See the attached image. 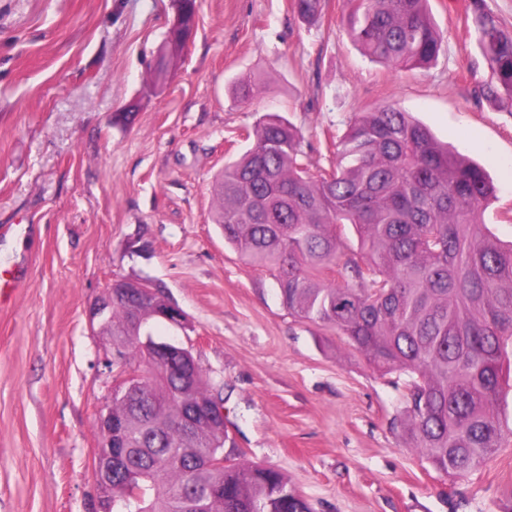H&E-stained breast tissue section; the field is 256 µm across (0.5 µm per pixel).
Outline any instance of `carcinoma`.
<instances>
[{
	"label": "carcinoma",
	"instance_id": "obj_1",
	"mask_svg": "<svg viewBox=\"0 0 512 512\" xmlns=\"http://www.w3.org/2000/svg\"><path fill=\"white\" fill-rule=\"evenodd\" d=\"M428 0H347L349 37L371 60L414 70L443 37ZM325 0H294L307 21ZM492 81L483 94L512 102V32L467 6ZM252 146L224 163L212 223L248 265L274 273L296 318L336 329L370 365L406 376V434L438 472L465 477L512 436L497 412L512 378V246L482 232L494 187L476 163L439 144L406 112H358L327 164L309 161L300 134L270 113ZM350 225L359 249L340 253ZM152 303L112 301V343L139 372L112 416L124 432L112 455V512H312L278 471L210 465L223 423L183 416L209 404L201 369L155 360Z\"/></svg>",
	"mask_w": 512,
	"mask_h": 512
}]
</instances>
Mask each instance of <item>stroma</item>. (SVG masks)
<instances>
[{"mask_svg": "<svg viewBox=\"0 0 512 512\" xmlns=\"http://www.w3.org/2000/svg\"><path fill=\"white\" fill-rule=\"evenodd\" d=\"M468 2L429 0L444 46L407 71L362 56L344 0L314 23L291 0H197L158 84L178 0H0V227L27 225L0 237V267L27 265L0 304V512L98 510L112 342L87 313L117 277L156 282L184 313L152 331L191 348L224 406L225 455L279 471L314 512H512V441L467 477L437 472L408 445L395 374L292 316L211 222L214 177L264 114L308 151L392 104L489 173L483 221L512 245V102L481 93Z\"/></svg>", "mask_w": 512, "mask_h": 512, "instance_id": "obj_1", "label": "stroma"}]
</instances>
